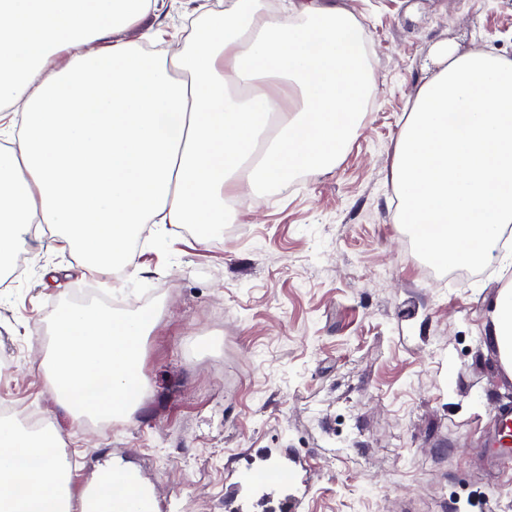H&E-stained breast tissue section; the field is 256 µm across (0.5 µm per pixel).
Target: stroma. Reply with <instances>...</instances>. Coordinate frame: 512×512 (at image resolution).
Returning a JSON list of instances; mask_svg holds the SVG:
<instances>
[{
  "label": "stroma",
  "instance_id": "stroma-1",
  "mask_svg": "<svg viewBox=\"0 0 512 512\" xmlns=\"http://www.w3.org/2000/svg\"><path fill=\"white\" fill-rule=\"evenodd\" d=\"M356 15L374 88L332 170L300 175L240 209L207 244L191 227L134 245L144 273L91 277L53 236L22 249L0 283V406L34 407L61 432L75 488L108 461L133 467L163 512H281L286 489L239 475L299 457L301 512H512L481 446L512 379L487 344L492 267L453 283L425 276L397 221L391 161L405 115L439 68L438 50L512 59V0H329ZM212 0H158L121 33L190 48ZM161 317L146 347L151 395L129 421L89 431L62 416L25 328L95 304Z\"/></svg>",
  "mask_w": 512,
  "mask_h": 512
}]
</instances>
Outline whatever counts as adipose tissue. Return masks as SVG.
I'll list each match as a JSON object with an SVG mask.
<instances>
[{
  "instance_id": "1",
  "label": "adipose tissue",
  "mask_w": 512,
  "mask_h": 512,
  "mask_svg": "<svg viewBox=\"0 0 512 512\" xmlns=\"http://www.w3.org/2000/svg\"><path fill=\"white\" fill-rule=\"evenodd\" d=\"M156 0H0V263L47 227L87 270L136 277L143 225L224 231L228 199L254 201L334 168L373 88L359 21L306 0L300 23L255 0L207 14L192 51L164 60L118 38ZM63 53L64 64L54 55ZM188 80H175L171 67ZM400 221L428 261L512 267V59L448 54L418 90L396 141ZM488 341L512 377V284L490 307ZM159 313L66 309L42 367L61 414L111 423L148 396L144 342ZM55 425L0 418V512H156L138 473L101 467L73 496Z\"/></svg>"
}]
</instances>
